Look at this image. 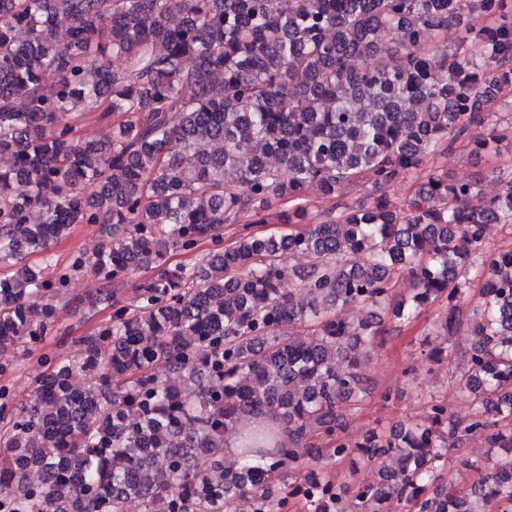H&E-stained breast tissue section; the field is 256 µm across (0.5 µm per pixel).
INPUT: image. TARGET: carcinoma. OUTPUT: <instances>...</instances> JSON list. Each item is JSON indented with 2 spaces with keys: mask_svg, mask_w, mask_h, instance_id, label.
<instances>
[{
  "mask_svg": "<svg viewBox=\"0 0 512 512\" xmlns=\"http://www.w3.org/2000/svg\"><path fill=\"white\" fill-rule=\"evenodd\" d=\"M469 2L463 14L459 0H0V376L47 334L72 278L91 282L75 301L83 317L112 308L79 339L81 357L36 380L34 405L17 408L0 385V512H152L158 501L232 512L241 495L253 512H284L293 492L303 512H393L395 501L512 512V245L485 247L487 225L512 222V170L495 172L491 199L479 178L430 169L400 202L381 194L317 223L302 205L313 187L333 199L362 177L383 187L417 176L512 90V0ZM92 119L112 124V139L85 140ZM500 139L493 129L472 153ZM284 198L300 228L224 247V225L268 224ZM76 224L100 226L97 252L75 253L50 281L23 264H53L51 245ZM205 242L195 263L168 265ZM294 254L307 265H286ZM142 269L154 275L126 304L124 282ZM402 277L408 297L394 291ZM443 300L432 330L474 336L451 374L481 410L460 421L432 396L423 419L348 441L362 354L385 323ZM353 304L369 318L341 319ZM244 418L260 425L226 467L224 432ZM476 435L503 453L489 465L449 455ZM322 452L349 462L348 475H306ZM384 456L398 469L359 477ZM455 467L474 474L468 485L421 496Z\"/></svg>",
  "mask_w": 512,
  "mask_h": 512,
  "instance_id": "cac0c4a2",
  "label": "carcinoma"
}]
</instances>
